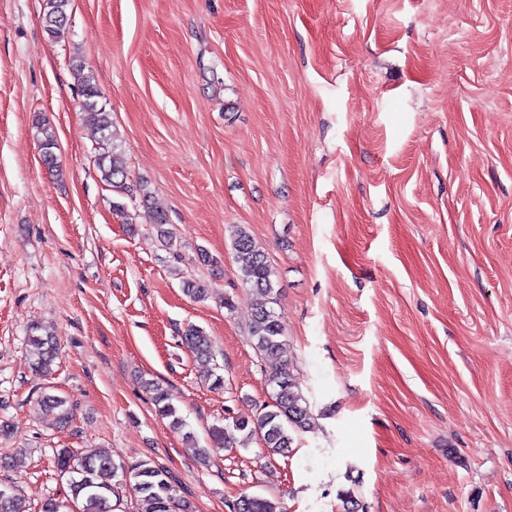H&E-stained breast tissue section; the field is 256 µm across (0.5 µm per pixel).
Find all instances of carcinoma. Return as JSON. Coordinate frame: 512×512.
Returning a JSON list of instances; mask_svg holds the SVG:
<instances>
[{"mask_svg":"<svg viewBox=\"0 0 512 512\" xmlns=\"http://www.w3.org/2000/svg\"><path fill=\"white\" fill-rule=\"evenodd\" d=\"M70 0H45V31L53 40L65 37L69 17ZM73 70L80 85L83 97L81 112L84 119L103 132L102 152L98 154L97 167L101 180L112 187L117 197L112 199V211L124 217L126 223H133L124 198L133 195V188L127 185V171L124 158L112 134L108 133L104 113L98 108L100 90L94 73L85 71L79 58L73 60ZM40 135V147L44 165L52 172L60 171L55 153L57 140L51 124L44 118L36 120ZM165 214L156 213L154 226L157 237L165 246H173V232L166 228ZM234 260L241 280L248 287L268 296L276 302L277 291L273 280L274 271L262 248L246 228L236 227L232 236ZM183 292L190 299L201 302L210 295V285L200 279L182 280ZM248 335L254 342L263 363L265 378L273 389L272 401L256 408L255 413L233 421L232 427L215 426L209 432L212 446L222 448L227 444L246 443L254 435L262 438L264 447L273 454H282L293 443V433L311 429V413L307 400L290 372L288 364L282 360L284 326L274 308L262 303L255 307ZM189 351L198 359L212 357L209 336L199 326L189 324L182 333ZM28 344L32 348V370L39 375L51 373L57 358L55 338L38 334V328L29 330ZM152 395L156 413L168 421L171 429L183 433L184 439L195 446V452L206 457L207 449L196 447L193 432L186 430L187 423L178 408L170 401L167 390L158 382L146 383ZM39 405L44 411L57 414L59 420L69 419L65 401L57 396H42ZM59 472L67 476V486L71 501L79 505V512H113L111 480L120 476L129 483L133 495L141 502V512H193L190 501L178 497L172 476L164 467L151 459H144L128 465L115 463L112 457L97 453H87L75 457L62 448L55 456ZM231 512H278L276 502L261 496L244 494L230 506ZM0 512H28V507L7 488H0Z\"/></svg>","mask_w":512,"mask_h":512,"instance_id":"cac0c4a2","label":"carcinoma"}]
</instances>
